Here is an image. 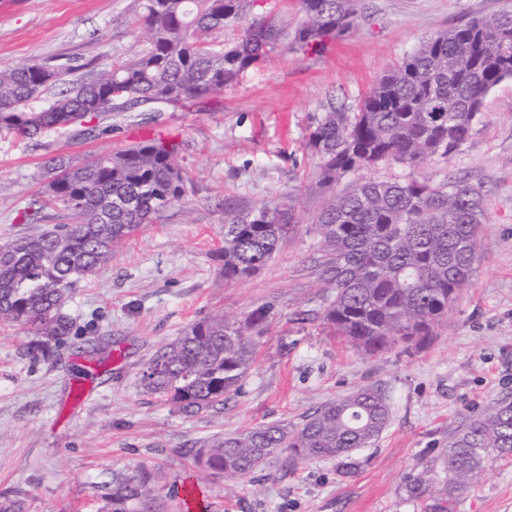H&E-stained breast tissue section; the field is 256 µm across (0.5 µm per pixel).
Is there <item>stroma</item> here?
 Instances as JSON below:
<instances>
[{"label":"stroma","mask_w":512,"mask_h":512,"mask_svg":"<svg viewBox=\"0 0 512 512\" xmlns=\"http://www.w3.org/2000/svg\"><path fill=\"white\" fill-rule=\"evenodd\" d=\"M136 4L0 0V70L62 64L56 89L65 91L86 63L132 55ZM363 8L357 29L324 51L274 56L202 102L106 113L92 139L60 130L36 146L0 133V246L36 232L18 215L51 157L161 137L178 143L190 178L181 203L77 285L66 307L72 332L50 358L29 354V336L0 324V500L23 499L26 512H101L113 473L157 465L164 512H180L188 477L205 489L210 512H428L403 496L405 476L446 448L463 417L512 393V79L488 93L463 150L426 167L480 188L487 222L468 287L431 342L410 353L363 357L322 324L330 293L319 282L315 221L328 193L306 138L329 99L355 102L422 40L512 10V0H364ZM228 197L244 208L290 200L303 218L260 271L234 285L221 273ZM264 304L278 322L223 407L187 418L143 388L146 363L192 324L241 320ZM91 340L104 363L79 355ZM367 386L384 392L391 416L354 451V473L336 460L285 470L274 459L228 493L193 466L195 442L274 422L298 427L320 403ZM454 512H512V459H487Z\"/></svg>","instance_id":"stroma-1"}]
</instances>
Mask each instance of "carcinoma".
<instances>
[{"label":"carcinoma","mask_w":512,"mask_h":512,"mask_svg":"<svg viewBox=\"0 0 512 512\" xmlns=\"http://www.w3.org/2000/svg\"><path fill=\"white\" fill-rule=\"evenodd\" d=\"M142 44L130 59L90 67L58 95L56 68L26 63L0 71V132L39 144L49 131L77 127L95 136L94 120L145 105L200 101L282 53L306 52L348 34L362 0H140ZM512 79V11L473 16L440 31L381 75L355 103L331 98L315 116L307 147L320 157L330 198L317 218L320 280L332 299L322 320L357 353L374 357L429 343L470 282L485 223L481 192L464 181L423 172L468 141L487 93ZM379 164L410 170L403 178H364ZM350 176L348 186L335 190ZM43 190L22 212L33 234L0 247V322L33 336L34 352L70 334L66 303L112 252L186 195L176 148L160 140L44 165ZM302 223L288 203L240 208L224 201V282L239 283L264 266ZM275 321L261 305L242 321H201L168 344L143 370V388L179 414L196 416L239 392L256 362L260 338ZM381 391L362 388L317 406L292 428L270 423L196 443L195 466L239 486L272 457L290 468L337 458L350 472L352 453L387 426ZM491 455L512 458V396L463 419L439 458L403 485L433 512H453L456 497L483 473ZM161 469L112 476L107 512H161L154 487ZM184 512H206L194 488Z\"/></svg>","instance_id":"carcinoma-1"}]
</instances>
